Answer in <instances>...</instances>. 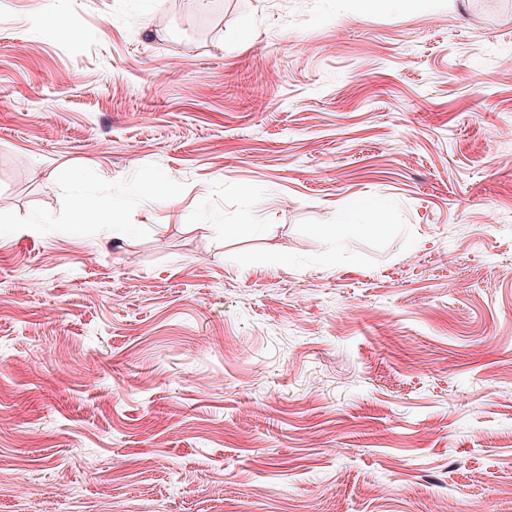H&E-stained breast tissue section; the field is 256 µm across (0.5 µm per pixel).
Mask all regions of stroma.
Here are the masks:
<instances>
[{"label":"stroma","mask_w":512,"mask_h":512,"mask_svg":"<svg viewBox=\"0 0 512 512\" xmlns=\"http://www.w3.org/2000/svg\"><path fill=\"white\" fill-rule=\"evenodd\" d=\"M5 3L0 512H512V0ZM105 215L108 224L114 223L118 212L112 208V203H106L95 198H82L75 206L74 226L98 224L97 222Z\"/></svg>","instance_id":"35a3bbf8"}]
</instances>
